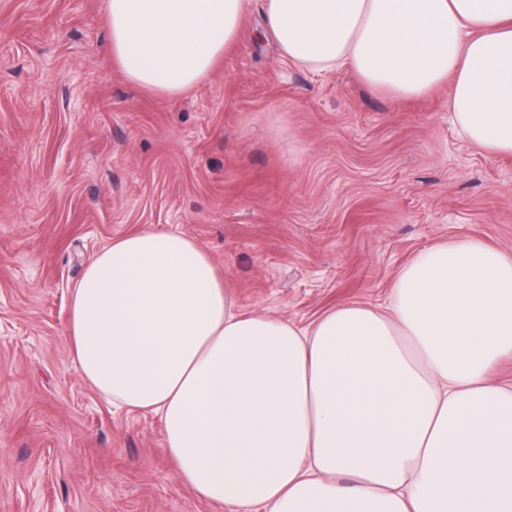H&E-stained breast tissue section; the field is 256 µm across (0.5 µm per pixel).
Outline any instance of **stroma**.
Masks as SVG:
<instances>
[{
	"mask_svg": "<svg viewBox=\"0 0 512 512\" xmlns=\"http://www.w3.org/2000/svg\"><path fill=\"white\" fill-rule=\"evenodd\" d=\"M107 0H0V512H233L180 485L159 417L72 361L70 290L143 227L197 241L246 313L308 325L382 304L432 245L512 252V156L348 71L279 60L251 7L176 97L112 60Z\"/></svg>",
	"mask_w": 512,
	"mask_h": 512,
	"instance_id": "stroma-1",
	"label": "stroma"
}]
</instances>
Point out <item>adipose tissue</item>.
<instances>
[{"label": "adipose tissue", "mask_w": 512, "mask_h": 512, "mask_svg": "<svg viewBox=\"0 0 512 512\" xmlns=\"http://www.w3.org/2000/svg\"><path fill=\"white\" fill-rule=\"evenodd\" d=\"M249 0H108L112 56L176 96ZM279 56L374 91L448 90L470 145L512 155V0H263ZM72 358L113 407L158 415L182 486L236 512H512V253L475 237L408 262L383 305L306 327L239 311L207 252L142 228L70 294Z\"/></svg>", "instance_id": "ef3b65f1"}]
</instances>
